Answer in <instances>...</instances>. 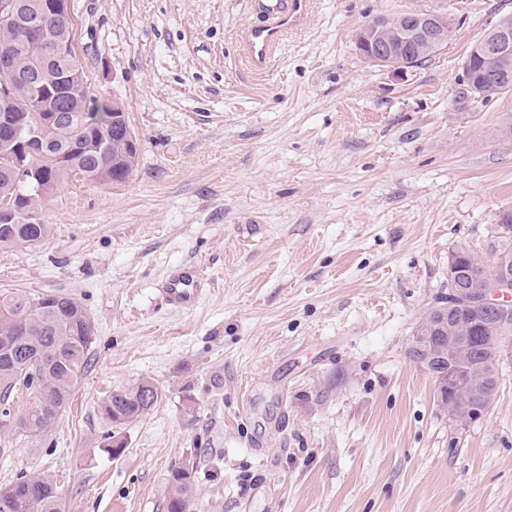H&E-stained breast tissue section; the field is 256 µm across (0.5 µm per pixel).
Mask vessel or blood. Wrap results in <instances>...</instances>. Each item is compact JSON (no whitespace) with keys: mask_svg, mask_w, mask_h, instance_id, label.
Instances as JSON below:
<instances>
[{"mask_svg":"<svg viewBox=\"0 0 512 512\" xmlns=\"http://www.w3.org/2000/svg\"><path fill=\"white\" fill-rule=\"evenodd\" d=\"M258 4L268 21L247 29L243 40L248 58L255 66L261 67L279 46L288 28L302 20L310 0H258ZM200 293L199 275L189 268L168 279L164 298L168 305L182 308L195 303Z\"/></svg>","mask_w":512,"mask_h":512,"instance_id":"vessel-or-blood-1","label":"vessel or blood"}]
</instances>
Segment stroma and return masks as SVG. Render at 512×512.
Masks as SVG:
<instances>
[{"mask_svg": "<svg viewBox=\"0 0 512 512\" xmlns=\"http://www.w3.org/2000/svg\"><path fill=\"white\" fill-rule=\"evenodd\" d=\"M70 10L89 93L124 109L138 157L120 184L67 179L51 234L0 249V292L71 295L96 326L56 421L0 429V484L48 472L68 512H165L190 460L193 512H512V353L465 429L407 355L450 254L504 244L512 93L472 101L462 61L512 0H313L261 74L252 0ZM409 10L454 27L401 79L353 33ZM183 267L202 291L175 309L161 289ZM143 380L157 402L113 428L104 399Z\"/></svg>", "mask_w": 512, "mask_h": 512, "instance_id": "stroma-1", "label": "stroma"}]
</instances>
